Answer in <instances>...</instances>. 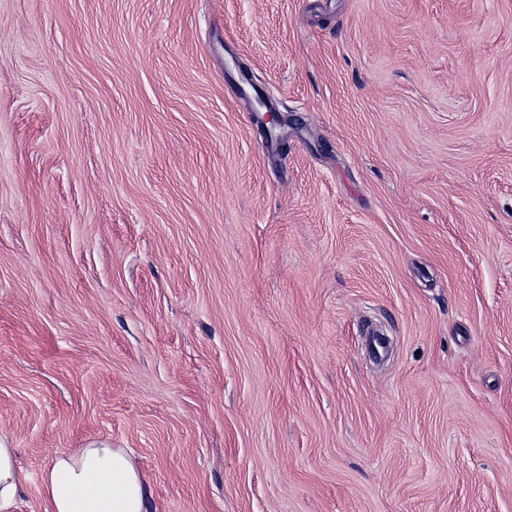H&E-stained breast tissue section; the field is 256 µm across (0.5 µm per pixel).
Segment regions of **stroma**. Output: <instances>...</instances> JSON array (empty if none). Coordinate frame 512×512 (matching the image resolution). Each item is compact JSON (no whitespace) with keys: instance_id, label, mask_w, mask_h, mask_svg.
I'll return each mask as SVG.
<instances>
[{"instance_id":"35a3bbf8","label":"stroma","mask_w":512,"mask_h":512,"mask_svg":"<svg viewBox=\"0 0 512 512\" xmlns=\"http://www.w3.org/2000/svg\"><path fill=\"white\" fill-rule=\"evenodd\" d=\"M0 440L16 512L95 441L149 512H512V0H0ZM25 481L18 467L16 449L6 448L0 440V512H15Z\"/></svg>"}]
</instances>
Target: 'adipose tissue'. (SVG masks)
Returning a JSON list of instances; mask_svg holds the SVG:
<instances>
[{"mask_svg":"<svg viewBox=\"0 0 512 512\" xmlns=\"http://www.w3.org/2000/svg\"><path fill=\"white\" fill-rule=\"evenodd\" d=\"M26 480L15 449L0 443V512H15ZM50 512H147V491L122 448L94 443L57 454L39 476Z\"/></svg>","mask_w":512,"mask_h":512,"instance_id":"adipose-tissue-1","label":"adipose tissue"}]
</instances>
